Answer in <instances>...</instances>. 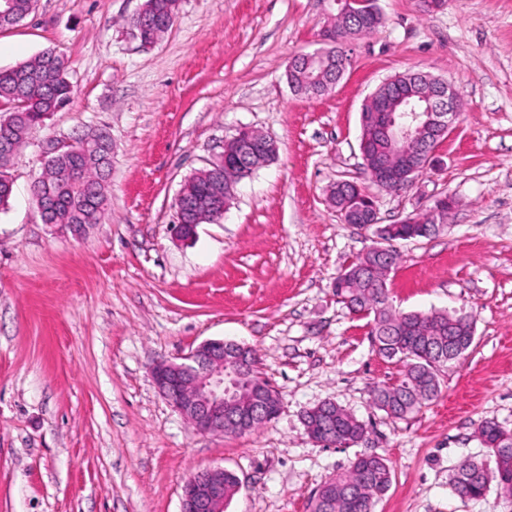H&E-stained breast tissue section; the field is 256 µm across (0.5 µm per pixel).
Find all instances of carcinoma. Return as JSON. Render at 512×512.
Segmentation results:
<instances>
[{"instance_id":"obj_1","label":"carcinoma","mask_w":512,"mask_h":512,"mask_svg":"<svg viewBox=\"0 0 512 512\" xmlns=\"http://www.w3.org/2000/svg\"><path fill=\"white\" fill-rule=\"evenodd\" d=\"M36 8V0H12V13L0 16V29L14 26L27 18ZM176 0H145L141 18L127 21L133 27L144 25L142 43L155 44L173 26ZM384 24V16L377 0H348L347 10L336 15L325 28L326 52L336 57V68L346 70L348 56L342 40L349 35L370 36ZM325 62L313 59L302 61L286 72L288 84L297 94L306 97L323 96L330 92L324 84L329 71ZM323 74L315 88L309 87L310 78ZM429 76L422 72H406L393 76V81L379 85L373 97L396 98L413 94L419 109L426 102L422 96L428 88ZM73 85L68 77V65L55 51L48 49L15 66L0 69V142L7 140L21 149L32 132L44 127L51 114L71 100ZM360 134L372 148L381 153L398 155L400 142H387L378 137L372 125L359 124ZM436 142L423 143L413 148L417 158L408 183L381 182L374 168L369 173L381 191L404 192L416 176L430 167L434 159L428 153ZM112 152V140L103 131H89L69 137L61 151L48 157L43 172L55 199V208L49 217L52 224H65L73 230L79 225L101 223L108 206L106 177L103 175L106 158ZM224 153L234 160L231 175L238 181L252 177L255 171L273 161L277 144L259 132L243 128L224 143ZM79 168L82 182L74 187L70 180L73 168ZM212 167L200 169L182 184L187 196L202 195L209 184ZM332 205L341 216L352 222L358 217L369 218L375 205L373 198L362 187L346 182L336 183L330 190ZM454 202L448 196L436 198L422 213L411 214L387 229L390 239L410 241L436 235L453 211ZM399 259V252L378 253L368 250L348 265L334 283V294L351 313L370 319L371 343L376 352L402 364L401 378L388 385L376 386L371 391V402L388 417L406 419L418 413L438 398L441 389L438 367L457 360L472 345L475 337L474 321L466 314L432 309L427 312H403L393 309L389 302L388 277ZM253 367L247 382L260 390L273 393L270 408L248 425L253 432L268 424L278 411V393L263 378L260 360L250 350ZM303 424L307 434L324 430L338 446L347 447L362 441L367 433L365 424L355 415L333 402H323L306 410ZM478 437L486 449V459H468L455 466L448 475V485L462 500H480L486 497L492 481H497L499 498L512 506V429L494 420L484 422ZM392 485V469L387 459L377 453L355 458L350 467L322 482L310 502V512H374L377 500Z\"/></svg>"}]
</instances>
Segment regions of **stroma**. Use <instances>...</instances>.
Listing matches in <instances>:
<instances>
[{"label": "stroma", "mask_w": 512, "mask_h": 512, "mask_svg": "<svg viewBox=\"0 0 512 512\" xmlns=\"http://www.w3.org/2000/svg\"><path fill=\"white\" fill-rule=\"evenodd\" d=\"M143 2L37 0L0 30V68L53 49L74 86L15 158L0 210V512H180L188 476L216 466L241 480L224 512H310L320 483L370 452L394 474L375 512H506L493 492L456 498L448 474L484 457L483 421L512 428V0H447L430 17L418 0H378L384 26L345 40L347 70L318 98L293 93L285 69L319 48L336 0H180L151 47L125 25ZM414 70L453 80L462 111L431 170L377 193L378 218L446 193L456 207L438 235L397 242L390 299L470 315L475 338L441 368L440 396L399 420L370 389L400 364L332 290L373 234L342 223L327 195L369 186L361 108ZM96 127L112 139L109 208L79 239L42 222L30 186L48 135ZM242 127L275 140L277 157L238 185L223 221L176 241L182 182ZM218 338L256 349L281 397L259 431L198 433L153 384L156 357ZM325 401L362 420L367 441H311L301 415Z\"/></svg>", "instance_id": "obj_1"}]
</instances>
